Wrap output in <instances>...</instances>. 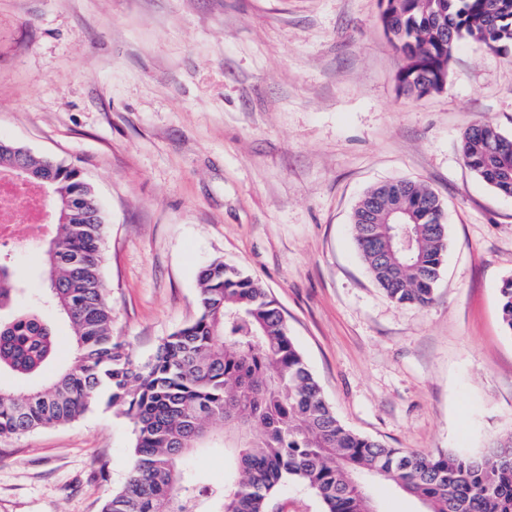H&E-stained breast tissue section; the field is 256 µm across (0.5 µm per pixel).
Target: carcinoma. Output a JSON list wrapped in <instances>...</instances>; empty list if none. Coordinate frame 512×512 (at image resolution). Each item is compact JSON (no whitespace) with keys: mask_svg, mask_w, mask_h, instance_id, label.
<instances>
[{"mask_svg":"<svg viewBox=\"0 0 512 512\" xmlns=\"http://www.w3.org/2000/svg\"><path fill=\"white\" fill-rule=\"evenodd\" d=\"M382 19L405 57L401 92L421 98L442 89L458 41L496 53L512 51V0H388ZM446 28L449 42L440 35ZM463 135L464 163L496 191L512 196V137L496 148L480 129ZM24 167L50 181L59 209L55 236L42 257L46 302L73 330L70 360L44 388L0 386V437L59 426L106 400L133 426L135 463L102 512H267L282 479L318 494L326 512H375L362 483L389 482L423 512H512V464L501 449L480 456L452 451L405 453L346 428L288 336L267 291L234 266L215 261L200 276L198 317L167 336L148 361H136L112 336V304L102 275L105 217L75 168L52 165L10 142L0 143V171ZM408 223L412 248L400 250L393 221ZM364 263L388 298L426 306L448 247L444 210L423 183L379 185L351 216ZM26 273L0 254V373L24 378L48 368L52 326L37 312L11 308ZM501 325L512 334V278L499 289ZM224 429L232 476L218 490L198 488L184 459Z\"/></svg>","mask_w":512,"mask_h":512,"instance_id":"1","label":"carcinoma"}]
</instances>
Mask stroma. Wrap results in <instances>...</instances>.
Returning a JSON list of instances; mask_svg holds the SVG:
<instances>
[{"label": "stroma", "instance_id": "1", "mask_svg": "<svg viewBox=\"0 0 512 512\" xmlns=\"http://www.w3.org/2000/svg\"><path fill=\"white\" fill-rule=\"evenodd\" d=\"M380 0H0V140L80 170L106 224L112 334L148 361L198 315L217 259L258 280L348 429L405 452L473 455L512 432V196L466 167L481 120L512 135V52L471 41L440 92L402 94ZM443 203L433 302H392L358 252L350 214L386 181ZM31 231L16 254L35 303ZM129 420L78 419L0 438V512H101L133 464ZM185 465L223 480L213 444ZM268 512H324L284 480ZM499 310L504 331L512 335V278L505 279L499 289Z\"/></svg>", "mask_w": 512, "mask_h": 512}]
</instances>
